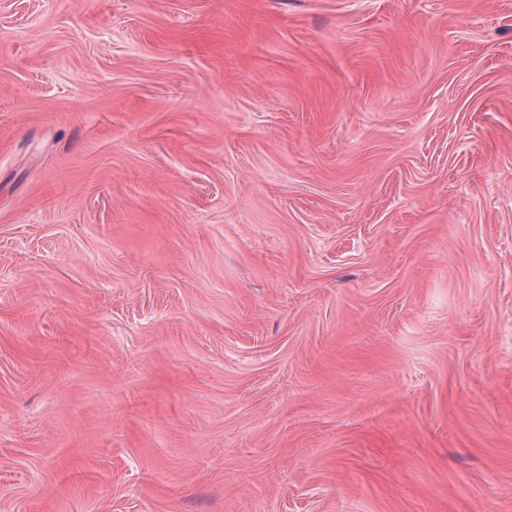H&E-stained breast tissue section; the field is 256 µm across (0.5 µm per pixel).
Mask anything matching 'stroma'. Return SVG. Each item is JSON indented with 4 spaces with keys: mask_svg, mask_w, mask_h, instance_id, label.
Returning <instances> with one entry per match:
<instances>
[{
    "mask_svg": "<svg viewBox=\"0 0 512 512\" xmlns=\"http://www.w3.org/2000/svg\"><path fill=\"white\" fill-rule=\"evenodd\" d=\"M0 512H512V0H0Z\"/></svg>",
    "mask_w": 512,
    "mask_h": 512,
    "instance_id": "obj_1",
    "label": "stroma"
}]
</instances>
